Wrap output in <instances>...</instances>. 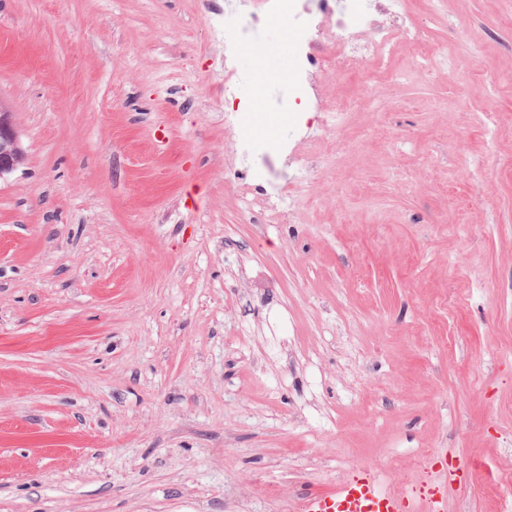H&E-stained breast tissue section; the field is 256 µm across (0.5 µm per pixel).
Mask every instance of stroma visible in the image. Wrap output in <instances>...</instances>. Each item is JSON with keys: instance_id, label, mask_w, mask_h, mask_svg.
Here are the masks:
<instances>
[{"instance_id": "1", "label": "stroma", "mask_w": 512, "mask_h": 512, "mask_svg": "<svg viewBox=\"0 0 512 512\" xmlns=\"http://www.w3.org/2000/svg\"><path fill=\"white\" fill-rule=\"evenodd\" d=\"M225 3L0 0V512H300L445 453L496 474L447 512H512V0H407L448 62L336 173L271 27L225 124ZM24 160L13 112L0 101V178L15 171Z\"/></svg>"}]
</instances>
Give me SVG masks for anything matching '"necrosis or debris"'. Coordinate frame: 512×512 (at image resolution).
I'll return each mask as SVG.
<instances>
[{
    "label": "necrosis or debris",
    "instance_id": "4bbe7bcc",
    "mask_svg": "<svg viewBox=\"0 0 512 512\" xmlns=\"http://www.w3.org/2000/svg\"><path fill=\"white\" fill-rule=\"evenodd\" d=\"M287 15L297 19L293 32V69L287 97L312 112L325 113L323 156L333 161L343 151L332 131L346 126L353 104L347 100L325 104L314 89L320 75L333 70L361 73L362 92L372 96L376 84L392 75V61L408 51L422 71L435 68V41L429 28L417 25L405 0H243L224 23V112L233 114L240 74L231 66L239 50L260 41L265 20Z\"/></svg>",
    "mask_w": 512,
    "mask_h": 512
}]
</instances>
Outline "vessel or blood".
Instances as JSON below:
<instances>
[{
    "instance_id": "vessel-or-blood-1",
    "label": "vessel or blood",
    "mask_w": 512,
    "mask_h": 512,
    "mask_svg": "<svg viewBox=\"0 0 512 512\" xmlns=\"http://www.w3.org/2000/svg\"><path fill=\"white\" fill-rule=\"evenodd\" d=\"M427 512H446L447 493L430 485L417 492ZM405 496L382 490L374 472H360L329 492H314L304 497L301 512H406Z\"/></svg>"
}]
</instances>
